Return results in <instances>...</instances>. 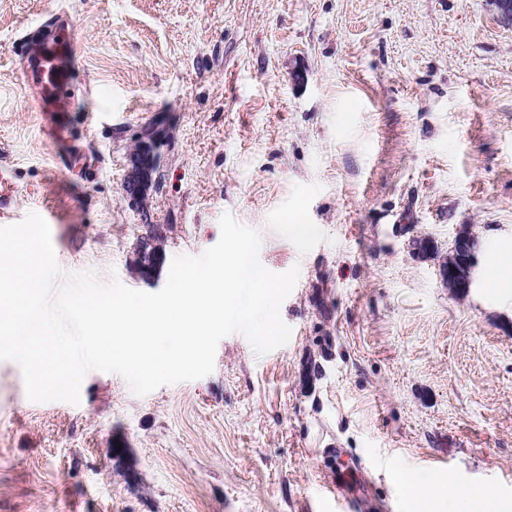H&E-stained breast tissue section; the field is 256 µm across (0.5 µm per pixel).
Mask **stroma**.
<instances>
[{"mask_svg":"<svg viewBox=\"0 0 512 512\" xmlns=\"http://www.w3.org/2000/svg\"><path fill=\"white\" fill-rule=\"evenodd\" d=\"M62 14L77 105L54 130L21 58ZM1 161L63 269L159 291L129 268L142 225L170 260L228 212L300 274L285 346L229 335L211 374L144 396L92 371L79 404L35 403L0 361V512H448L471 488L512 512V284L489 264L512 239V27L489 0H0ZM463 230L457 299L439 267ZM145 152L138 154H132L129 162H130V171L129 176L123 184V195L130 202L138 204L144 193L146 192L150 182H148L145 178L134 173V171H146L150 172V168L152 166H157L158 157L155 153V147L153 144L144 143ZM152 146L153 150L148 152V147ZM473 239L463 232L454 241L448 260L441 266L444 283L452 296L466 297L472 287V270L475 266Z\"/></svg>","mask_w":512,"mask_h":512,"instance_id":"stroma-1","label":"stroma"}]
</instances>
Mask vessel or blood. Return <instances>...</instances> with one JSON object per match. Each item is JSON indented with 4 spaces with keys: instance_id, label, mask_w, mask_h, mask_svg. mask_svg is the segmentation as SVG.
Instances as JSON below:
<instances>
[{
    "instance_id": "obj_1",
    "label": "vessel or blood",
    "mask_w": 512,
    "mask_h": 512,
    "mask_svg": "<svg viewBox=\"0 0 512 512\" xmlns=\"http://www.w3.org/2000/svg\"><path fill=\"white\" fill-rule=\"evenodd\" d=\"M75 38L72 31L57 30L36 45L27 66V82L45 121L60 126L73 104L66 90L72 81ZM27 188L9 164L0 163V218L13 217Z\"/></svg>"
}]
</instances>
